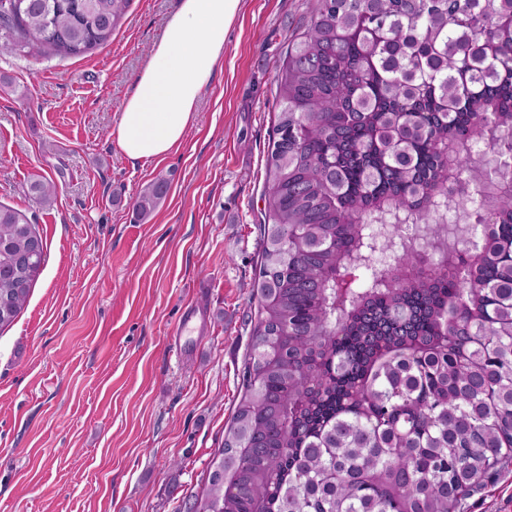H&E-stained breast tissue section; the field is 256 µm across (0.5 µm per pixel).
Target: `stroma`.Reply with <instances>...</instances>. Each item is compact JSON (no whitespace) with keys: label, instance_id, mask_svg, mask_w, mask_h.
Wrapping results in <instances>:
<instances>
[{"label":"stroma","instance_id":"stroma-1","mask_svg":"<svg viewBox=\"0 0 512 512\" xmlns=\"http://www.w3.org/2000/svg\"><path fill=\"white\" fill-rule=\"evenodd\" d=\"M177 0H131L84 57L0 47V203L36 216L42 273L0 333V512H178L243 394L273 83L310 0H243L177 150L130 161L111 132ZM152 214L134 202L155 178ZM52 180L53 205L31 184ZM203 302L193 347L172 336ZM464 512H512V463ZM168 183L163 179H157L145 188L135 201V209L138 215L146 218L155 209L159 200L166 196Z\"/></svg>","mask_w":512,"mask_h":512}]
</instances>
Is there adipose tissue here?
Listing matches in <instances>:
<instances>
[{
  "instance_id": "adipose-tissue-1",
  "label": "adipose tissue",
  "mask_w": 512,
  "mask_h": 512,
  "mask_svg": "<svg viewBox=\"0 0 512 512\" xmlns=\"http://www.w3.org/2000/svg\"><path fill=\"white\" fill-rule=\"evenodd\" d=\"M242 0H179L138 72L115 129L129 160H163L184 139L224 57Z\"/></svg>"
}]
</instances>
